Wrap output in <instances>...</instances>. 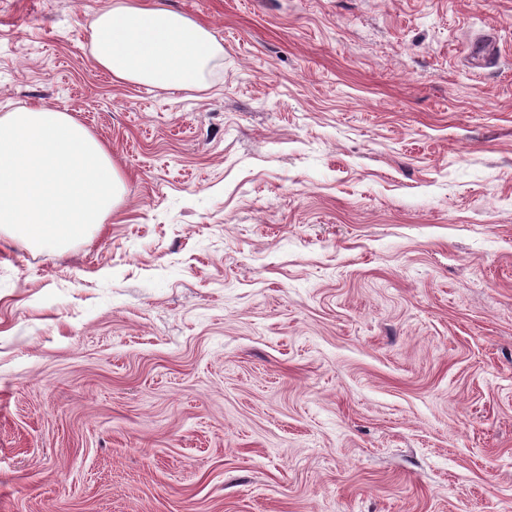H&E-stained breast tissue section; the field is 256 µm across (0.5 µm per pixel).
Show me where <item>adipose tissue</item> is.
<instances>
[{
	"mask_svg": "<svg viewBox=\"0 0 512 512\" xmlns=\"http://www.w3.org/2000/svg\"><path fill=\"white\" fill-rule=\"evenodd\" d=\"M96 66L113 80L196 85L221 65L209 30L156 0H112L90 28ZM123 191L105 147L71 115L36 104L0 115V237L56 247L101 224Z\"/></svg>",
	"mask_w": 512,
	"mask_h": 512,
	"instance_id": "ef3b65f1",
	"label": "adipose tissue"
}]
</instances>
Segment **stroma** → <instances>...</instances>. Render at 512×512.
<instances>
[{
	"mask_svg": "<svg viewBox=\"0 0 512 512\" xmlns=\"http://www.w3.org/2000/svg\"><path fill=\"white\" fill-rule=\"evenodd\" d=\"M160 2L198 87L96 68L112 0H0V113L124 184L0 248V512H512V0Z\"/></svg>",
	"mask_w": 512,
	"mask_h": 512,
	"instance_id": "obj_1",
	"label": "stroma"
}]
</instances>
